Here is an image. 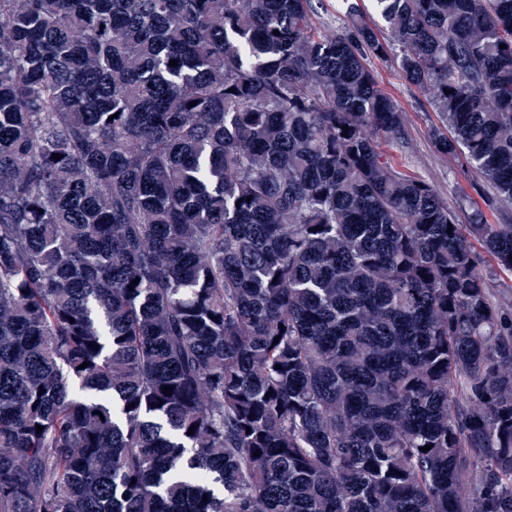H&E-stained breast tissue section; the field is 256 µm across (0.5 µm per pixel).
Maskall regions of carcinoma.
Listing matches in <instances>:
<instances>
[{
    "label": "carcinoma",
    "mask_w": 512,
    "mask_h": 512,
    "mask_svg": "<svg viewBox=\"0 0 512 512\" xmlns=\"http://www.w3.org/2000/svg\"><path fill=\"white\" fill-rule=\"evenodd\" d=\"M373 4L0 0V512H512V224L368 64L512 204V0ZM370 66L379 88L404 113L401 137L382 140L384 155L400 171L431 184L459 224H470L476 211L490 224H512V204L496 200L492 188L461 160L437 151L430 131L442 127L443 119L431 99L404 77L396 62L373 59Z\"/></svg>",
    "instance_id": "cac0c4a2"
}]
</instances>
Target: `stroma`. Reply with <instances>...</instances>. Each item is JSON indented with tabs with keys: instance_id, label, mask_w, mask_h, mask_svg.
Listing matches in <instances>:
<instances>
[{
	"instance_id": "obj_1",
	"label": "stroma",
	"mask_w": 512,
	"mask_h": 512,
	"mask_svg": "<svg viewBox=\"0 0 512 512\" xmlns=\"http://www.w3.org/2000/svg\"><path fill=\"white\" fill-rule=\"evenodd\" d=\"M370 66L379 88L404 114L401 137L381 143L384 155L400 171L431 184L458 223H470L479 211L490 223L512 224V204L496 200L492 188L461 160L437 151L430 132L442 126L443 119L431 99L404 77L396 62L374 59Z\"/></svg>"
}]
</instances>
